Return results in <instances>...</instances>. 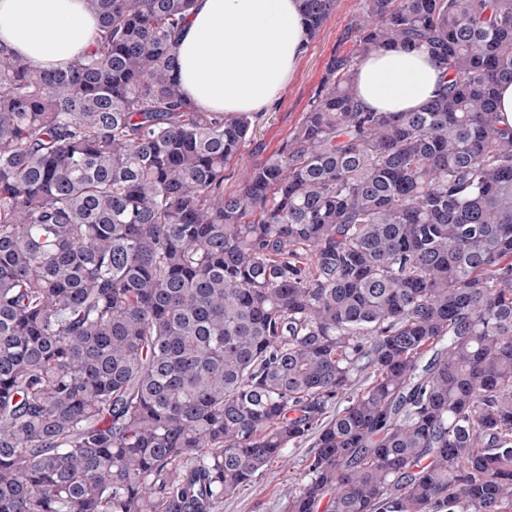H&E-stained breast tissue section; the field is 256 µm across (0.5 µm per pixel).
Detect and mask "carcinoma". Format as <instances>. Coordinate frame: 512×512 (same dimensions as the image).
Listing matches in <instances>:
<instances>
[{
	"instance_id": "obj_1",
	"label": "carcinoma",
	"mask_w": 512,
	"mask_h": 512,
	"mask_svg": "<svg viewBox=\"0 0 512 512\" xmlns=\"http://www.w3.org/2000/svg\"><path fill=\"white\" fill-rule=\"evenodd\" d=\"M95 47L0 49V512H512V0H359L288 142L184 98L193 0H88ZM336 0H299L315 34ZM442 70L373 112L368 55ZM440 69L425 49H392L362 60L355 71L358 101L376 112H406L433 97ZM309 437L298 445L287 448L283 461L273 464L255 478L253 483L226 500L219 512H283L282 491L300 477L307 454L313 448Z\"/></svg>"
}]
</instances>
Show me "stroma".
Instances as JSON below:
<instances>
[{
  "instance_id": "stroma-1",
  "label": "stroma",
  "mask_w": 512,
  "mask_h": 512,
  "mask_svg": "<svg viewBox=\"0 0 512 512\" xmlns=\"http://www.w3.org/2000/svg\"><path fill=\"white\" fill-rule=\"evenodd\" d=\"M359 8V0H336V8L320 31L309 39L293 77L278 92L272 105L259 113L251 135L238 156L227 167L225 191L239 187L251 168L276 152L301 122L307 105L315 93L327 62L344 48L351 36V21ZM312 439L287 448L284 459L273 464L253 483L225 500L220 512H283L282 493L294 484L304 467Z\"/></svg>"
}]
</instances>
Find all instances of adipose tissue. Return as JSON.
<instances>
[{
	"label": "adipose tissue",
	"mask_w": 512,
	"mask_h": 512,
	"mask_svg": "<svg viewBox=\"0 0 512 512\" xmlns=\"http://www.w3.org/2000/svg\"><path fill=\"white\" fill-rule=\"evenodd\" d=\"M99 30L88 0H0V47L39 70L66 67ZM308 31L298 0H195L178 37L180 85L204 112H261L295 74ZM440 69L423 49H392L362 60L358 101L406 112L433 97Z\"/></svg>",
	"instance_id": "1"
}]
</instances>
